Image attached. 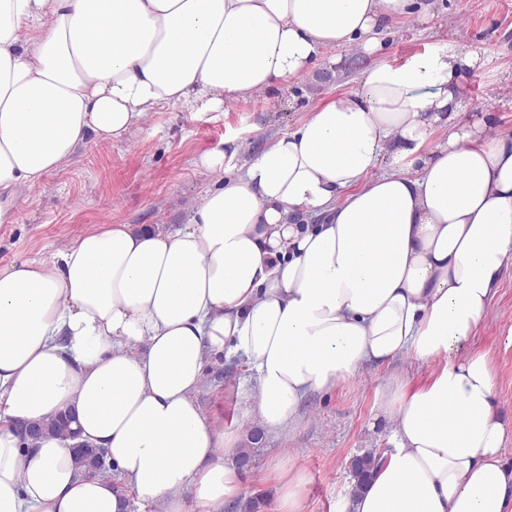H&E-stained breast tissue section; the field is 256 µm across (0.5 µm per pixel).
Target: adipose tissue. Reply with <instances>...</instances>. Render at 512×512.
Returning a JSON list of instances; mask_svg holds the SVG:
<instances>
[{"mask_svg": "<svg viewBox=\"0 0 512 512\" xmlns=\"http://www.w3.org/2000/svg\"><path fill=\"white\" fill-rule=\"evenodd\" d=\"M433 0H0V224L24 190L150 112L204 113L303 78L327 49L374 55L357 90L316 106L217 183L186 223L93 229L56 261L0 269V512H235L238 441L201 412L209 355L245 358L264 429L368 365L409 356L425 383L380 408L397 443L350 512H512L506 426L474 336L512 260V137L462 110L482 64L460 44L403 65L382 30ZM103 449L76 464L19 420L61 414ZM191 498H184V491Z\"/></svg>", "mask_w": 512, "mask_h": 512, "instance_id": "1", "label": "adipose tissue"}]
</instances>
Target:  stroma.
Listing matches in <instances>:
<instances>
[{"mask_svg":"<svg viewBox=\"0 0 512 512\" xmlns=\"http://www.w3.org/2000/svg\"><path fill=\"white\" fill-rule=\"evenodd\" d=\"M381 40V57L396 65L448 43L478 49L485 65L465 82L464 109L491 117L498 133L512 136V0H439L429 23H391ZM327 54L337 60L334 75L306 77L202 115L163 107L124 140L106 148L87 145L23 195L16 223L0 225V268L53 262L94 226L184 223L189 203L215 181L197 167L201 154L236 147L240 158H250L301 124L316 105L355 90L376 59L351 46ZM477 350L493 360L498 413L512 431V262L487 317L460 348L464 354ZM428 372L408 356L367 366L334 389L308 395L295 424L263 431L240 471L255 512L275 510V461L288 475L303 477L302 512H347L353 458L394 445V425L379 409L383 397L392 383L414 385ZM256 387V373L244 359L211 356L196 399L218 426L247 432L254 426Z\"/></svg>","mask_w":512,"mask_h":512,"instance_id":"obj_1","label":"stroma"}]
</instances>
